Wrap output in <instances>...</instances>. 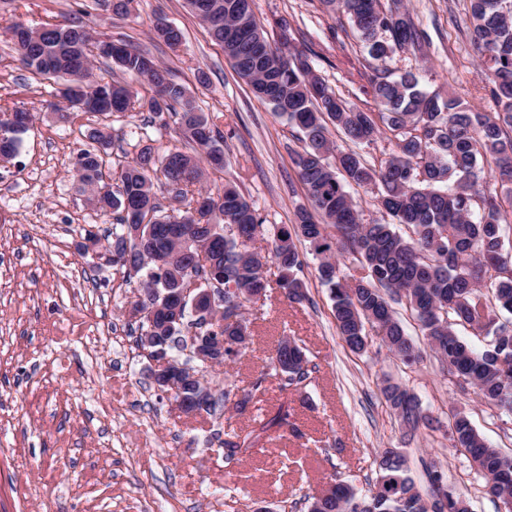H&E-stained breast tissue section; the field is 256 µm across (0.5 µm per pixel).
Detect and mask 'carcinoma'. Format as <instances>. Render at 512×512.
I'll return each mask as SVG.
<instances>
[{"instance_id": "carcinoma-1", "label": "carcinoma", "mask_w": 512, "mask_h": 512, "mask_svg": "<svg viewBox=\"0 0 512 512\" xmlns=\"http://www.w3.org/2000/svg\"><path fill=\"white\" fill-rule=\"evenodd\" d=\"M134 0H97L112 15L127 18ZM190 13L205 24L210 37L222 46L233 69L252 94L286 118L301 135L303 146L292 161L309 201L320 214L296 211L291 226L266 224L233 184L211 189L209 175L224 165L213 161L221 150L224 133L200 111L187 88L150 52L118 39L112 42L114 64L135 75L145 93L112 81L114 114L149 113V127L160 133L175 123L192 152L161 154L143 127L133 156L107 167L112 148L107 128H94L95 143L78 155L71 170L86 201L116 224L108 236L112 265L123 270L125 281L150 296L176 287L181 275L192 276L212 288L224 301L220 326L206 325L237 345L224 350V360L238 357L249 347L248 325L228 322L252 302L256 290H266L262 263L274 264L277 286L295 303L308 299L299 273L303 271L296 242L308 244L318 260L317 273L333 301V317L340 339L354 353L363 352L362 337L375 327L382 346L403 362L417 361L420 351L394 308L404 304L419 323L436 359L446 367L454 385L473 392L492 408L503 423L512 422V324L499 323L494 309L512 313V272L494 265L505 252L512 226L502 223L504 204L512 206V0H469V35L477 56L491 75L495 112H478L455 95L443 98L420 86L419 75L407 71L396 78L376 75L371 87L380 110L354 111L316 73L305 53L290 47L288 25L280 41L271 43L253 11V0H185ZM347 14L360 33L368 56L384 63L395 50L423 51L416 29L402 0L389 10L381 0H327ZM165 18L156 19L153 31L169 49H179L182 30L164 36ZM22 67L44 80L82 85V101L60 92L66 102L55 114L66 122L74 111L96 113L99 94L93 77L101 60L96 49L101 38L75 18L62 27L46 22L31 28L22 22L6 27ZM340 129L349 146L336 147L330 127ZM29 126L13 127L0 119V153L18 154ZM389 131L395 139L390 157L376 167L358 146L371 144ZM491 158L501 192L482 186L480 162ZM371 188L389 223L364 224L350 188ZM170 195L180 206L163 207L159 196ZM149 217L150 233L143 247H126L127 226ZM195 229L201 243L216 230L237 224L245 235L260 232L270 245L256 251L235 235L210 246V255L184 251L181 235L172 226ZM365 271L356 278L343 273L336 256ZM468 326L490 338L488 348L475 352L458 336L456 327ZM281 376L283 401L253 425L224 432L220 442L224 459L248 456L271 433L288 428L299 433L288 406V396L312 382L313 369L304 350L282 337L270 357ZM264 378L256 379L233 403L242 414L263 402ZM381 392L406 433L414 435L430 420L408 389L385 381ZM450 440L483 475L486 486L504 502L512 499V456L490 446L462 412L453 415ZM376 479L366 495L343 482H335L312 498L308 512H470L469 500L448 487L444 473L427 470L423 493L410 475L401 452L379 449L373 460Z\"/></svg>"}]
</instances>
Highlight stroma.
<instances>
[{"label":"stroma","instance_id":"1","mask_svg":"<svg viewBox=\"0 0 512 512\" xmlns=\"http://www.w3.org/2000/svg\"><path fill=\"white\" fill-rule=\"evenodd\" d=\"M405 4L425 34L424 50L395 52L387 73L416 72L429 93L495 111L466 28L469 0ZM253 10L269 39L287 34L347 106L376 111L372 61L345 14L324 0H254ZM77 15L100 36L149 50L223 131L224 170L211 175L212 184H237L268 224L294 223L297 208L309 204L290 158L301 147L295 129L251 93L184 0H136L125 19L93 0H0V113L26 108L39 115L18 157L0 166V225L10 227L0 238V512H307L309 497L333 479L367 494L379 448L400 449L420 489H427L433 464L473 512H498L484 479L447 435L423 427L406 436L380 388L386 379L405 386L433 420L466 413L487 443L509 455L512 428L479 396L450 383L432 354L404 365L380 348L373 328L366 354L344 348L315 259H307L302 273L307 301L288 303L275 289L248 307L251 348L206 374L220 400L214 416L187 418L172 410L134 346L120 350L103 342L89 350L66 342L76 321L135 336L124 311L135 287L81 249L87 233L103 234L107 225L68 172L99 119L77 112L58 122L59 82L22 68L4 28L12 20L37 27ZM159 15L183 31L179 51L153 37ZM283 336L293 337L318 367L315 381L291 401L299 431L225 461L214 433L249 418L223 396L240 394L262 376L266 403L276 404L279 380L269 358Z\"/></svg>","mask_w":512,"mask_h":512}]
</instances>
